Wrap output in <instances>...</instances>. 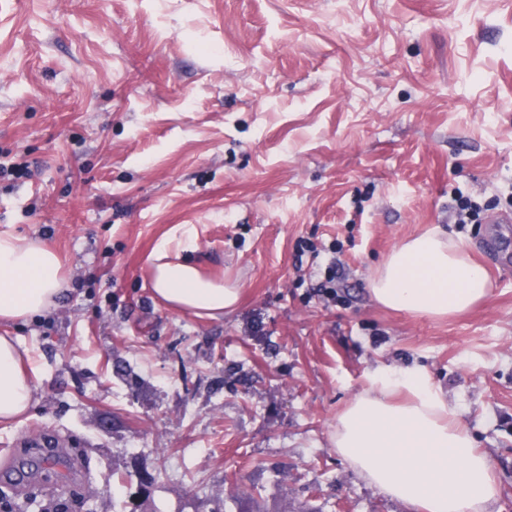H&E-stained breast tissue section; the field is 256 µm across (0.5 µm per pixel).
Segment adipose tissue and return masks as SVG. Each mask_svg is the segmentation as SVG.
I'll use <instances>...</instances> for the list:
<instances>
[{
  "instance_id": "obj_1",
  "label": "adipose tissue",
  "mask_w": 512,
  "mask_h": 512,
  "mask_svg": "<svg viewBox=\"0 0 512 512\" xmlns=\"http://www.w3.org/2000/svg\"><path fill=\"white\" fill-rule=\"evenodd\" d=\"M194 248L189 229L178 242L156 245L149 256L153 293L174 310L221 318L237 306L241 290L204 277L186 257ZM490 286L487 270L464 242L435 229L394 248L370 280L378 304L430 316L462 313ZM66 290L51 247L0 235V320L41 314ZM35 403L19 342L1 335L0 421L18 418ZM329 441L360 477L415 512H491L497 500L490 459L425 374H369L338 413Z\"/></svg>"
}]
</instances>
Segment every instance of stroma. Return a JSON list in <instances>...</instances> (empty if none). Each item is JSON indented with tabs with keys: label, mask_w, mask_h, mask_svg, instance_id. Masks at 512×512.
Instances as JSON below:
<instances>
[{
	"label": "stroma",
	"mask_w": 512,
	"mask_h": 512,
	"mask_svg": "<svg viewBox=\"0 0 512 512\" xmlns=\"http://www.w3.org/2000/svg\"><path fill=\"white\" fill-rule=\"evenodd\" d=\"M0 166V235L48 243L69 286L0 322L37 398L0 422V512H409L329 443L378 367L428 375L512 512V0H0ZM184 225L242 290L223 319L148 286ZM434 228L489 296L377 305L371 273ZM28 435L89 454L87 488L9 482Z\"/></svg>",
	"instance_id": "stroma-1"
}]
</instances>
